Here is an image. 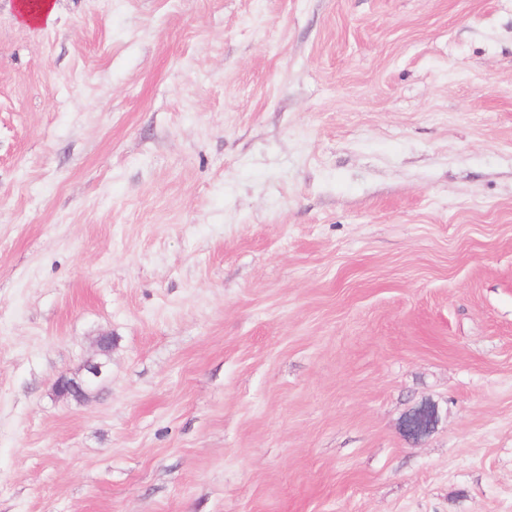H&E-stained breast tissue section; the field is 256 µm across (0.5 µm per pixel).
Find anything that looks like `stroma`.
I'll return each mask as SVG.
<instances>
[{
    "label": "stroma",
    "mask_w": 512,
    "mask_h": 512,
    "mask_svg": "<svg viewBox=\"0 0 512 512\" xmlns=\"http://www.w3.org/2000/svg\"><path fill=\"white\" fill-rule=\"evenodd\" d=\"M16 2L0 512H512V0ZM35 3L36 7L27 8V2L18 1L16 7L20 18L37 27L49 24L56 13L55 0H37ZM438 421V406L428 402L404 419L403 430L408 438L419 440L432 432Z\"/></svg>",
    "instance_id": "35a3bbf8"
}]
</instances>
